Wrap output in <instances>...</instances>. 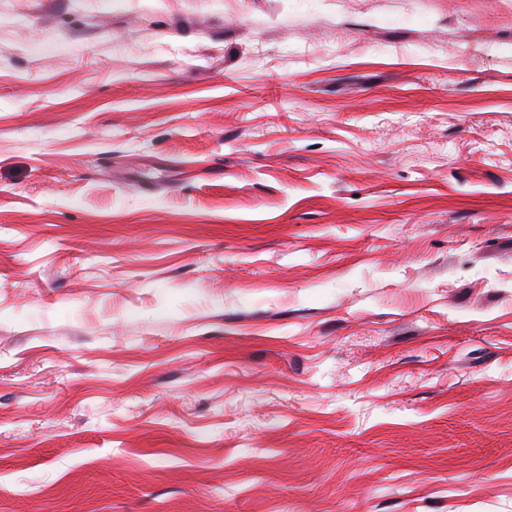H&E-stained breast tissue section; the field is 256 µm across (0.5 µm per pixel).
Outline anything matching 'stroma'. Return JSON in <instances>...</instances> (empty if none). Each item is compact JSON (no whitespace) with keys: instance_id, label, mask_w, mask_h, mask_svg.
Masks as SVG:
<instances>
[{"instance_id":"stroma-1","label":"stroma","mask_w":512,"mask_h":512,"mask_svg":"<svg viewBox=\"0 0 512 512\" xmlns=\"http://www.w3.org/2000/svg\"><path fill=\"white\" fill-rule=\"evenodd\" d=\"M0 512H512V0H0Z\"/></svg>"}]
</instances>
